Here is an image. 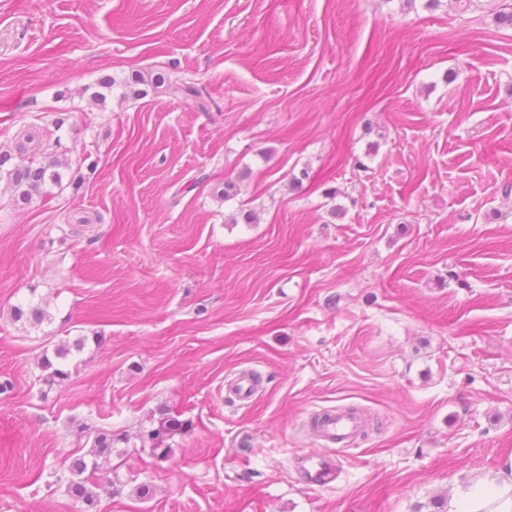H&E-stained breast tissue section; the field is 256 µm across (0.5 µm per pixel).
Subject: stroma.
Instances as JSON below:
<instances>
[{
  "instance_id": "obj_1",
  "label": "stroma",
  "mask_w": 512,
  "mask_h": 512,
  "mask_svg": "<svg viewBox=\"0 0 512 512\" xmlns=\"http://www.w3.org/2000/svg\"><path fill=\"white\" fill-rule=\"evenodd\" d=\"M503 2L0 0V153L30 131L69 162L29 206L0 181V512H416L500 477ZM171 61L208 111L122 97ZM33 298L51 321H13ZM64 335L88 343L45 385ZM243 372L246 404L225 393ZM347 408L365 420L350 446L310 432ZM165 412L186 428L161 459ZM99 430L118 441L90 506L65 484ZM309 453L334 462L330 486L308 485ZM184 423L178 418L171 416L170 414L162 415L158 420L157 427L153 428L148 433L149 440L153 441V452L154 454L164 457L168 451V448H160L161 444L167 439L172 438L182 428Z\"/></svg>"
}]
</instances>
